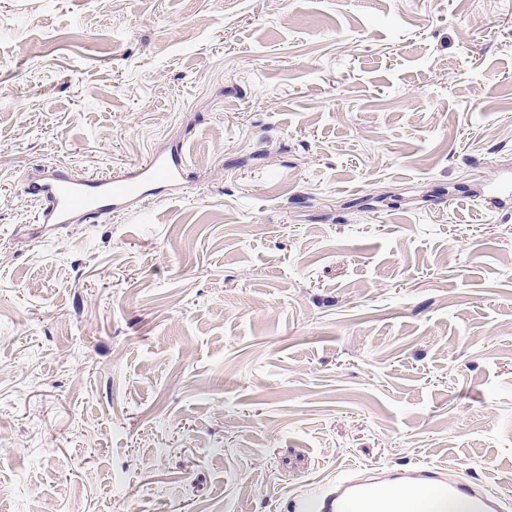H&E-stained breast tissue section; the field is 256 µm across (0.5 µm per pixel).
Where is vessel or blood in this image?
Returning a JSON list of instances; mask_svg holds the SVG:
<instances>
[{"mask_svg": "<svg viewBox=\"0 0 512 512\" xmlns=\"http://www.w3.org/2000/svg\"><path fill=\"white\" fill-rule=\"evenodd\" d=\"M184 149L153 148L142 163L91 179L76 170L46 166L27 190L39 205L40 224L64 226L111 219L132 210H148L156 192L177 190L184 181ZM434 486L446 499L467 504L469 512H512V502L483 485L448 475L439 467L420 463L401 467L365 468L337 476L318 493H302L288 503L289 512H388L400 492Z\"/></svg>", "mask_w": 512, "mask_h": 512, "instance_id": "1", "label": "vessel or blood"}]
</instances>
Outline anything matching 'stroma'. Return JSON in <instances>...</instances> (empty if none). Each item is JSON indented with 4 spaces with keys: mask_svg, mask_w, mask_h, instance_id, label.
Listing matches in <instances>:
<instances>
[{
    "mask_svg": "<svg viewBox=\"0 0 512 512\" xmlns=\"http://www.w3.org/2000/svg\"><path fill=\"white\" fill-rule=\"evenodd\" d=\"M0 512H287L350 467L512 499V0H0ZM183 143L53 231L26 174Z\"/></svg>",
    "mask_w": 512,
    "mask_h": 512,
    "instance_id": "obj_1",
    "label": "stroma"
}]
</instances>
